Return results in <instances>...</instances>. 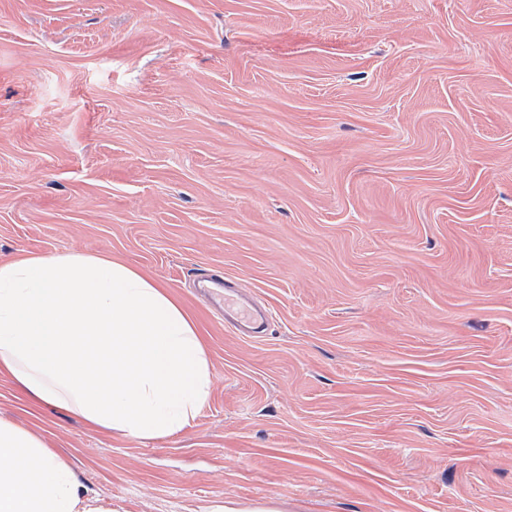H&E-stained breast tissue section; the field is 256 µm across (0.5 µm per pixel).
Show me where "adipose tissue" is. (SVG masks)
I'll return each mask as SVG.
<instances>
[{"mask_svg": "<svg viewBox=\"0 0 512 512\" xmlns=\"http://www.w3.org/2000/svg\"><path fill=\"white\" fill-rule=\"evenodd\" d=\"M0 373L92 425L154 439L192 425L204 344L168 289L79 254L0 262ZM0 512H106L36 433L0 420Z\"/></svg>", "mask_w": 512, "mask_h": 512, "instance_id": "adipose-tissue-1", "label": "adipose tissue"}]
</instances>
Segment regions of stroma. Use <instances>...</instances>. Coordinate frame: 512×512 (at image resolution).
Returning <instances> with one entry per match:
<instances>
[{"label": "stroma", "instance_id": "35a3bbf8", "mask_svg": "<svg viewBox=\"0 0 512 512\" xmlns=\"http://www.w3.org/2000/svg\"><path fill=\"white\" fill-rule=\"evenodd\" d=\"M69 253L166 286L209 363L159 439L0 373L112 512H512V0H0V261Z\"/></svg>", "mask_w": 512, "mask_h": 512}]
</instances>
